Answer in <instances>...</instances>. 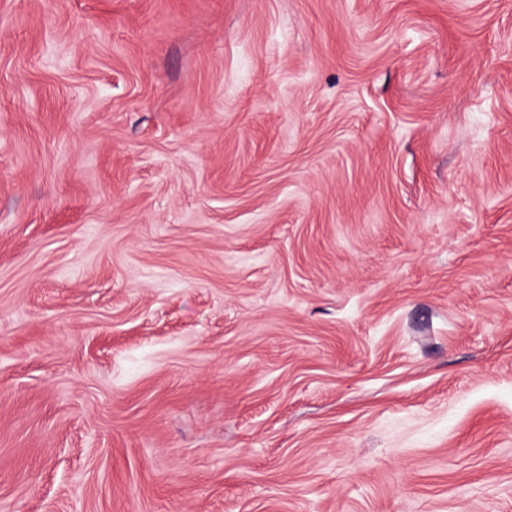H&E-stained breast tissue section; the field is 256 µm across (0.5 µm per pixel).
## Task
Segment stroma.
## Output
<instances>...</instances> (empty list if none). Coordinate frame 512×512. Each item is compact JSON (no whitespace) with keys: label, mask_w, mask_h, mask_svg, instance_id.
I'll return each instance as SVG.
<instances>
[{"label":"stroma","mask_w":512,"mask_h":512,"mask_svg":"<svg viewBox=\"0 0 512 512\" xmlns=\"http://www.w3.org/2000/svg\"><path fill=\"white\" fill-rule=\"evenodd\" d=\"M0 512H512V0H0Z\"/></svg>","instance_id":"obj_1"}]
</instances>
